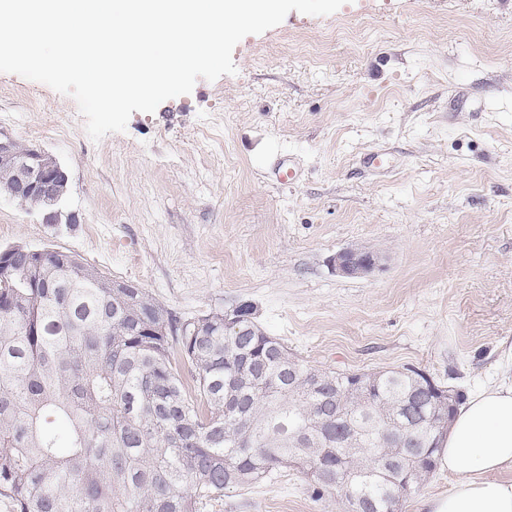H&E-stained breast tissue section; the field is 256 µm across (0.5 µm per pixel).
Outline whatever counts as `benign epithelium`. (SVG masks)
<instances>
[{
  "label": "benign epithelium",
  "instance_id": "7a95c632",
  "mask_svg": "<svg viewBox=\"0 0 512 512\" xmlns=\"http://www.w3.org/2000/svg\"><path fill=\"white\" fill-rule=\"evenodd\" d=\"M0 166L11 174L16 188L7 201L16 202L25 195L40 197L47 203L46 207L37 211L42 223H61L59 200L67 190L69 173L55 155L33 146L23 152L19 149L18 139L1 132ZM381 262L378 253L365 247L345 249L331 258V265L336 272L347 277L370 275L381 268ZM241 322L238 310L224 312V334L240 335Z\"/></svg>",
  "mask_w": 512,
  "mask_h": 512
}]
</instances>
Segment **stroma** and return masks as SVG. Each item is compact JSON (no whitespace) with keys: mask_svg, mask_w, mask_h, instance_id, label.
Masks as SVG:
<instances>
[{"mask_svg":"<svg viewBox=\"0 0 512 512\" xmlns=\"http://www.w3.org/2000/svg\"><path fill=\"white\" fill-rule=\"evenodd\" d=\"M236 72L92 141L72 97L0 73V131L69 172L74 224L0 201V249L69 251L178 316L241 301L328 371L470 393L512 344V0H348L243 38ZM382 151L378 173L361 159ZM293 166V183L279 168ZM364 246L382 266L336 273ZM280 469L202 512H342ZM330 262L337 273L347 277L367 276L382 266L381 256L365 247L339 251Z\"/></svg>","mask_w":512,"mask_h":512,"instance_id":"stroma-1","label":"stroma"}]
</instances>
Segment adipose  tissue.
<instances>
[{
	"instance_id": "ef3b65f1",
	"label": "adipose tissue",
	"mask_w": 512,
	"mask_h": 512,
	"mask_svg": "<svg viewBox=\"0 0 512 512\" xmlns=\"http://www.w3.org/2000/svg\"><path fill=\"white\" fill-rule=\"evenodd\" d=\"M443 468L455 474L447 495L429 499L428 512H512V380L471 394L459 406L440 451Z\"/></svg>"
}]
</instances>
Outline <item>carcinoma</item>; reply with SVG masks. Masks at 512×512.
<instances>
[{"mask_svg": "<svg viewBox=\"0 0 512 512\" xmlns=\"http://www.w3.org/2000/svg\"><path fill=\"white\" fill-rule=\"evenodd\" d=\"M35 261L0 280V496L16 512H200L279 467L344 512H399L434 471L462 394H420V371L307 366L255 336L247 301L245 335L226 336L222 310L190 327L143 288L114 296L79 261ZM162 313L167 335L139 333Z\"/></svg>", "mask_w": 512, "mask_h": 512, "instance_id": "carcinoma-1", "label": "carcinoma"}]
</instances>
